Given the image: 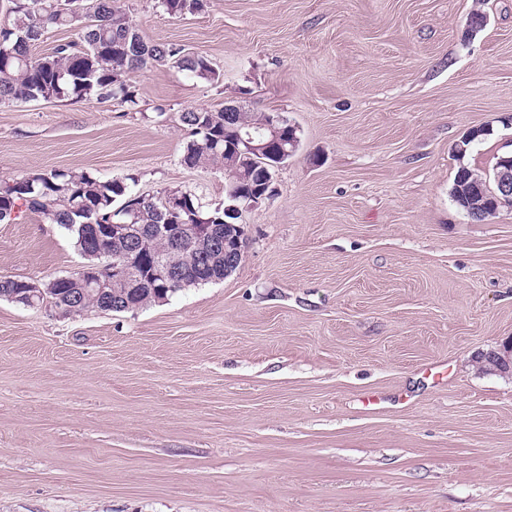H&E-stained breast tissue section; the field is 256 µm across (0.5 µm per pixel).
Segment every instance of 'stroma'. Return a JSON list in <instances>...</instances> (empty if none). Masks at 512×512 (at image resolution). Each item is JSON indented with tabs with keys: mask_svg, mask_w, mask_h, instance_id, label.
Instances as JSON below:
<instances>
[{
	"mask_svg": "<svg viewBox=\"0 0 512 512\" xmlns=\"http://www.w3.org/2000/svg\"><path fill=\"white\" fill-rule=\"evenodd\" d=\"M122 4L221 81L2 104L0 182L83 170L214 207L182 112H277L300 142L223 281L121 313L0 299V512H512V378L475 363L512 336V210L450 195L512 153V0ZM83 263L43 215L0 224V278ZM206 0H160V7L170 16H184L202 11ZM489 179L487 178V174H479L474 169L469 168L468 166H461L454 177L453 187H452V197L458 207H460L466 214H468V209L472 208L473 201L478 199V193H475L477 186H482L487 189L486 184L489 186ZM462 188V191L459 188ZM490 187V186H489ZM479 201V199H478ZM494 212L491 210L485 211L481 216L478 217H470L474 221L483 222L489 220L493 217Z\"/></svg>",
	"mask_w": 512,
	"mask_h": 512,
	"instance_id": "stroma-1",
	"label": "stroma"
}]
</instances>
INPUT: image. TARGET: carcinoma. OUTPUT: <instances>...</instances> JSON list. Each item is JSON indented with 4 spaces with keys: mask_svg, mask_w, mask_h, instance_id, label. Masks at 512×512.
Returning <instances> with one entry per match:
<instances>
[{
    "mask_svg": "<svg viewBox=\"0 0 512 512\" xmlns=\"http://www.w3.org/2000/svg\"><path fill=\"white\" fill-rule=\"evenodd\" d=\"M170 16H184L202 11L206 0H159ZM83 13L54 5V0H7L9 20L0 25V104L30 102L38 99H78L106 103L117 100L134 108L137 93L131 77L137 72L157 66H169L210 83L220 81L221 73L199 53L166 43H148L129 22L120 0H82ZM76 31L79 42H64L43 55L32 53V47L52 27ZM266 112L234 109H190L181 114L189 130L181 162L192 169L224 172L225 201L215 207L203 205L191 190L166 189L156 194H137L123 179H102L86 171L53 170L31 173L13 179L8 190L0 191V224L15 220L13 212L24 208L46 215L82 252L112 253L130 245L140 257L138 273L133 280L114 279L104 274V287L85 288L81 295L72 293L79 280L68 281L58 289V309L65 315L88 311L129 312L162 302L190 287L224 280V252L244 250L246 243L238 239L236 225L228 223L224 207L247 203L252 187L263 173L274 167L256 159L237 155L227 149L234 131L242 128L257 131L269 120ZM489 183L487 175L460 167L454 177L452 197L463 211L472 208L477 199L476 187ZM182 197L181 219L169 220L166 199ZM123 200V208L133 215L114 212V202ZM133 221L130 242L98 238L94 226L112 222ZM205 224L218 236L221 246L203 256L183 243V250L172 248V241L183 235L181 223ZM164 231H151L154 226ZM166 254L181 270L182 281L165 287L154 277L151 256ZM0 298L31 307L40 304L31 295L24 278L0 279Z\"/></svg>",
    "mask_w": 512,
    "mask_h": 512,
    "instance_id": "cac0c4a2",
    "label": "carcinoma"
}]
</instances>
